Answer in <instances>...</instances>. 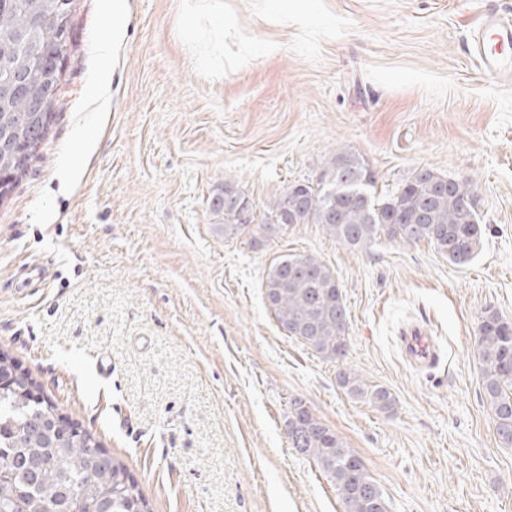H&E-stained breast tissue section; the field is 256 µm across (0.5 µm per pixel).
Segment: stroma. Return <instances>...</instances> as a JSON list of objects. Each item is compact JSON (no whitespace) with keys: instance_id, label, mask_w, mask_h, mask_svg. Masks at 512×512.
<instances>
[{"instance_id":"obj_1","label":"stroma","mask_w":512,"mask_h":512,"mask_svg":"<svg viewBox=\"0 0 512 512\" xmlns=\"http://www.w3.org/2000/svg\"><path fill=\"white\" fill-rule=\"evenodd\" d=\"M72 0L49 133L0 200V351L137 482L150 512H344L292 448L299 398L365 464L390 512H512V447L483 400L480 316L512 320V81L471 42L512 0ZM115 40L111 63L96 48ZM110 68L112 107L90 88ZM349 151L392 193L422 168L476 182L468 264L433 245L353 249L318 224L255 246L210 209L230 181L264 209ZM308 253L347 306L335 364L266 305L274 260ZM420 326L434 364L406 357ZM110 367L102 375L100 364Z\"/></svg>"}]
</instances>
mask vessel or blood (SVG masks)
I'll return each mask as SVG.
<instances>
[{"label": "vessel or blood", "instance_id": "1", "mask_svg": "<svg viewBox=\"0 0 512 512\" xmlns=\"http://www.w3.org/2000/svg\"><path fill=\"white\" fill-rule=\"evenodd\" d=\"M475 53L482 71L494 80L512 78V23L496 15L484 16L476 33ZM407 355L416 362H432L436 353L432 340L420 329L403 338Z\"/></svg>", "mask_w": 512, "mask_h": 512}]
</instances>
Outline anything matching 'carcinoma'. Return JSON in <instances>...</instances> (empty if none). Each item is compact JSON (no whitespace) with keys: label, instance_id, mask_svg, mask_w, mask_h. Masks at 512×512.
<instances>
[{"label":"carcinoma","instance_id":"obj_1","mask_svg":"<svg viewBox=\"0 0 512 512\" xmlns=\"http://www.w3.org/2000/svg\"><path fill=\"white\" fill-rule=\"evenodd\" d=\"M51 0H13L0 5V57L10 60L3 78L18 82L39 75L35 49L55 36L49 27L34 26L38 12L49 11ZM27 103L14 95L0 100V133L17 141L31 139L36 129L15 118ZM330 180L295 192L287 188L266 206L275 224L244 223L238 191L226 182L213 194L210 206L222 217L224 236L268 234L291 224H320L337 243L367 249L381 237L404 243L427 241L454 264H466L482 247L473 179L448 178L441 183L433 171L421 169L392 196L380 199L374 172L357 155L339 152L328 161ZM340 286L331 269L311 254H288L273 263L266 276L269 310L287 335L299 339L319 357L339 366L340 387L352 398L369 402L382 412L394 411L395 398L386 388L370 385L344 367L348 346V316ZM477 352L482 366V389L500 443L512 447V321L496 311L480 317ZM33 411L26 399L0 389V458L10 460L0 470V512H150L138 484L125 465L98 468L93 461L100 446L83 433L55 448L30 437L24 422ZM291 446L314 460L331 478L344 512H389L378 484L350 449L319 421L299 398L288 410ZM37 459L36 470L28 462Z\"/></svg>","mask_w":512,"mask_h":512}]
</instances>
